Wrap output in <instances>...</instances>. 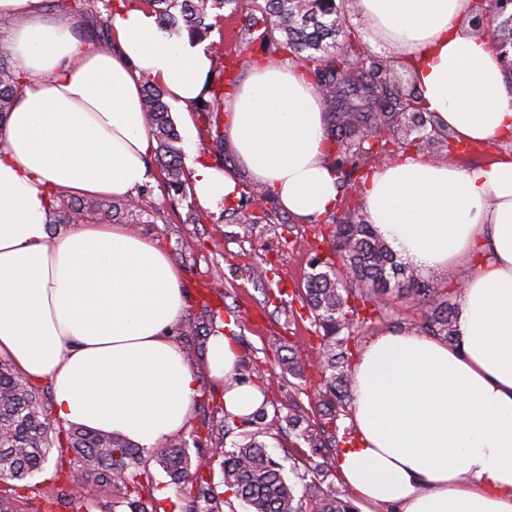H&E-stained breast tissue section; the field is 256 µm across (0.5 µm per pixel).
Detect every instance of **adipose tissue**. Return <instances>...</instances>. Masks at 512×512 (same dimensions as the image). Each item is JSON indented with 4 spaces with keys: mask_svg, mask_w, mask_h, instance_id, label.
<instances>
[{
    "mask_svg": "<svg viewBox=\"0 0 512 512\" xmlns=\"http://www.w3.org/2000/svg\"><path fill=\"white\" fill-rule=\"evenodd\" d=\"M471 0H356L395 62L412 72L435 128L463 145L512 141V92ZM5 48L22 84L0 114V356L49 383L64 426L153 448L181 432L198 384L175 330L186 316L181 272L157 237L125 224L54 228L50 195L129 197L150 179L156 143L144 81L188 107L206 94L210 56L119 7L117 51H90L48 0H0ZM230 146L254 184L315 223L340 196L322 97L293 61L256 63L226 100ZM193 188L208 209L236 189L201 159ZM360 194L365 220L424 273L465 267L457 340L413 330L374 336L353 366V434L337 470L360 512H512V152L462 168L423 151L376 165ZM205 367L226 414L252 416L261 386L237 382L239 351L208 338Z\"/></svg>",
    "mask_w": 512,
    "mask_h": 512,
    "instance_id": "ef3b65f1",
    "label": "adipose tissue"
}]
</instances>
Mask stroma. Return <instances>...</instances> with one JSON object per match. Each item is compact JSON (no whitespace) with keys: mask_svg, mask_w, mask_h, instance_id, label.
<instances>
[{"mask_svg":"<svg viewBox=\"0 0 512 512\" xmlns=\"http://www.w3.org/2000/svg\"><path fill=\"white\" fill-rule=\"evenodd\" d=\"M252 7V0H230L224 7L223 19L209 34L210 41H223L225 50L238 57L237 72L241 75L256 58H285L277 39L263 44L241 40L238 31ZM170 112L181 139L184 169H191L200 155L215 161L212 142L196 108L174 106ZM223 159L225 170L233 172L237 179L233 212L206 209L201 223H186L187 207L197 201L194 191L173 199L162 173L155 167L151 182L142 187L139 195L156 221L139 225L138 230L156 234L180 267L189 294L187 322L198 321L207 306L220 312L225 326L237 338L240 379L261 385L270 411L283 416L288 410H296L307 420L324 426L327 432L342 436L349 430L350 413L345 410L334 418L326 413L324 404L329 396L320 369V333L301 303L313 256L330 251L326 240L328 223H299L272 198L255 204L254 186L236 156L228 151ZM260 209L269 213V220L249 223V216ZM421 314V308L403 299L389 301L377 313L361 312L353 319L349 353L360 354L372 336L384 329H421ZM181 343L193 351L190 361L199 396L190 407L185 428L174 440L186 445L192 461L206 462L204 476L223 499L224 512H246L244 504L226 491L221 459L216 454L219 446L238 441L242 430H229L224 425L222 400L198 355L206 344L205 337L185 335ZM293 350L301 357V370L295 375L278 364L279 357L288 356ZM266 445L268 454L282 465L286 479L296 491H303L304 463L311 453L308 445L277 426L267 437ZM71 471L69 457L59 449H51L44 470L33 479L34 489L7 493L10 512H112L119 494L108 486L86 484L83 502H72L67 495ZM140 483L139 496L150 512H186L190 504L188 493L154 456H147Z\"/></svg>","mask_w":512,"mask_h":512,"instance_id":"35a3bbf8","label":"stroma"}]
</instances>
